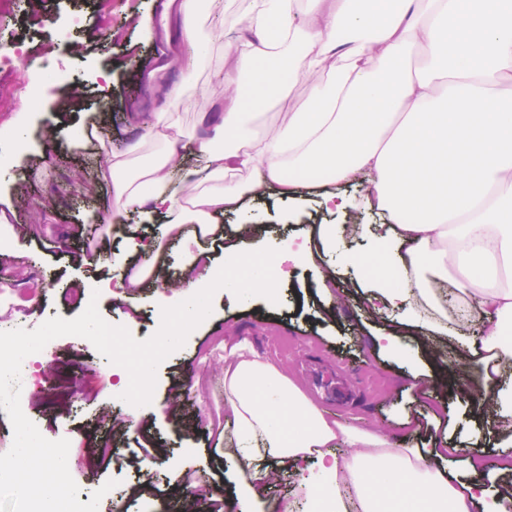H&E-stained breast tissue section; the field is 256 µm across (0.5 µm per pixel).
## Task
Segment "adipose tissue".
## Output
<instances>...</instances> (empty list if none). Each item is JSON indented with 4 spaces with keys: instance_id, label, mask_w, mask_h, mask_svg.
Masks as SVG:
<instances>
[{
    "instance_id": "1",
    "label": "adipose tissue",
    "mask_w": 512,
    "mask_h": 512,
    "mask_svg": "<svg viewBox=\"0 0 512 512\" xmlns=\"http://www.w3.org/2000/svg\"><path fill=\"white\" fill-rule=\"evenodd\" d=\"M296 0H240L239 22L249 30L208 68L201 49L185 62L224 83V116L201 112L213 141L200 143L198 165L172 187L170 172L180 141L178 110L184 84L162 83L164 111L142 142L124 151L99 138L105 154L99 172L112 184V221L129 212L164 225L177 237L220 233L216 217L240 216L248 234V201L266 188L304 200L316 183L290 177L306 168L330 172L335 182L356 174L374 180L362 198L366 209L387 214L377 225L384 248L379 273L368 286L369 310L396 308L409 298L431 299L450 283L461 306L485 322L481 349L460 354L473 369L468 389L477 406H492L503 431L512 432V387L499 388L485 369L512 363V0H307L303 23L293 20ZM420 47L422 67L405 58ZM308 87L293 99L295 83ZM282 121L256 128L253 121L278 102ZM282 242L275 253L226 250L223 268L206 251L181 263L186 292L178 318L204 321L214 290L266 293L276 285ZM208 276H200V269ZM224 413L232 422L236 452L247 470L237 494L239 512H252L256 487L274 463L316 459L303 478L326 512H344L340 490L353 488L361 512H512V489L487 499L493 463L467 458L463 487L435 468L430 456L399 447L395 435L360 429L330 418L283 370L258 352L232 347L224 354ZM352 451L333 454L338 439Z\"/></svg>"
}]
</instances>
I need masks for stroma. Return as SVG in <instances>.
Wrapping results in <instances>:
<instances>
[{
    "mask_svg": "<svg viewBox=\"0 0 512 512\" xmlns=\"http://www.w3.org/2000/svg\"><path fill=\"white\" fill-rule=\"evenodd\" d=\"M40 2L36 10L18 0L0 7V57L27 46L37 49L27 64L0 67V85L16 87L45 64L69 76L68 83L49 89L37 122L29 127V150L47 152L49 164L36 167L19 159L0 170L8 217L29 230L18 244H0V257L14 262L6 271L12 288L0 296V316L9 313L35 327L55 316L74 318L86 308L69 297L67 287L74 283L87 293L99 290L102 317L144 340L163 319L160 300L180 301L175 285L179 258L195 243L188 236L164 239L156 263L164 272L161 280L128 293L100 288L101 280L119 272L113 258L146 263V256L129 252L130 231L161 237L163 228L131 216L96 232L98 217L112 209V186L98 184L92 195L71 191L74 182L93 181L101 162L92 148L80 149L76 143L87 125L103 121L111 129L112 149H126L139 138L142 120L160 111L162 81L192 85L204 76L176 64L151 74L154 58L191 49L178 34L177 18L163 16L164 0H127L116 6L111 39L99 27L100 0ZM72 13L85 17L84 27L73 31L70 40H58L54 22ZM101 72L110 76L108 87L93 80ZM201 109L200 102L191 100L180 111L176 162L185 170L195 167L198 143L207 135L195 125ZM338 190L353 201L352 209H326L315 194L297 204L265 191L250 205L255 233L244 240L235 233L236 215L220 217L223 238L202 242L216 267H223L224 250L234 243L246 250L272 249L291 240L304 244L314 259L289 260L277 280L278 304L262 294L244 298L215 292L209 318L158 367L150 405L134 407L120 400L112 363L88 340L63 336L52 341L32 369L22 411L47 439H69L68 468L80 488V502H89L92 492L112 480L116 486L102 498L98 512H212L216 502L223 512H237L239 471L228 454L234 438L224 419L221 366L225 346L240 342L284 367L331 415L397 434L401 447L432 454L464 439L470 455L494 461L512 446L498 431L493 407L475 406L464 387L445 392L431 385L449 344L471 347L484 339L477 326L455 323L444 298L417 306L426 324L439 325V333L427 332L426 324L398 328L399 352L377 345V337L400 315L391 308L372 316L362 313L372 261L382 249L369 227L385 217L361 207L366 188L360 180L340 184ZM322 224L340 231L339 250L322 249L317 233ZM329 271L334 277L328 281L324 275ZM125 421L133 423V430L122 429ZM105 442L112 446L107 456L101 448ZM315 467L303 461L274 468L258 489L255 512H313L300 479Z\"/></svg>",
    "mask_w": 512,
    "mask_h": 512,
    "instance_id": "obj_1",
    "label": "stroma"
}]
</instances>
